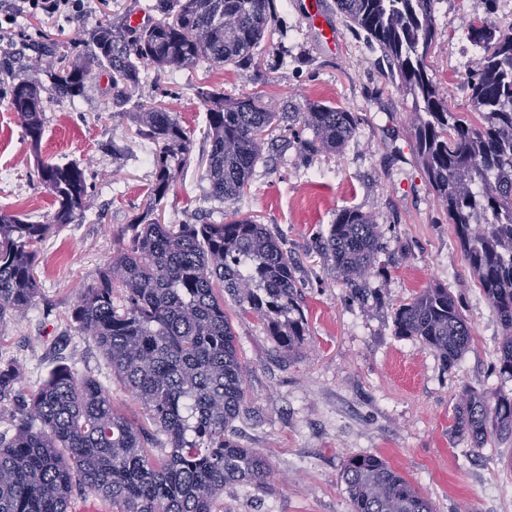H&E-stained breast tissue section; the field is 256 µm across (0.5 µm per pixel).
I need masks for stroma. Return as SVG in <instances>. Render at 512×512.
Returning a JSON list of instances; mask_svg holds the SVG:
<instances>
[{"label": "stroma", "instance_id": "stroma-1", "mask_svg": "<svg viewBox=\"0 0 512 512\" xmlns=\"http://www.w3.org/2000/svg\"><path fill=\"white\" fill-rule=\"evenodd\" d=\"M306 0H274L276 31L253 51L254 64L201 65L183 72L169 102L194 139L192 155L174 191L163 201L161 222L197 223L212 208L198 160L206 115L197 99L205 87L229 95L264 96L276 109L298 111L309 102L356 113L358 130L336 154L310 155L282 128L277 145L258 165L244 194L226 211L252 216L278 235L296 265L307 334L292 353L276 351L264 325L232 315L244 369L245 410L233 423L244 448L264 454L274 477L263 490L230 484L231 512H351L342 480L355 455H376L432 502L434 512H512V439L473 447L453 431L461 392L468 387L512 394V380L494 370L502 330L474 282L453 225L437 206L409 137L412 99L388 76L380 52L367 39L337 25L339 43L328 50L307 20ZM157 0H85L83 28L59 18H18L11 49L21 34L41 33L70 46L100 23L132 11L147 22L160 17ZM512 23V6L500 0H438L440 36L428 64L448 87L450 105L466 109L472 47L461 16ZM105 81L87 85L76 102L47 99L42 157L79 164L89 194L82 223L67 224L41 245L37 278L41 296L25 318L0 324V367L24 369L22 387L36 390L58 365L96 378L132 421L144 409L113 374L91 337L72 318L81 288L106 266L127 224L141 214L152 180L150 147L135 136L140 106L160 100L154 82L143 83L118 110L104 106ZM377 215L388 243L376 259L374 289L365 302L349 298L322 249L337 210ZM0 208L46 221L54 211L34 173L23 126L0 94ZM450 288L471 329V342L453 369L414 340L395 336L392 314L423 289Z\"/></svg>", "mask_w": 512, "mask_h": 512}]
</instances>
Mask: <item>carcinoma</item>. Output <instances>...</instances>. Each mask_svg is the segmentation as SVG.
Returning <instances> with one entry per match:
<instances>
[{"label":"carcinoma","mask_w":512,"mask_h":512,"mask_svg":"<svg viewBox=\"0 0 512 512\" xmlns=\"http://www.w3.org/2000/svg\"><path fill=\"white\" fill-rule=\"evenodd\" d=\"M436 2L336 0L343 22L378 47L391 80L412 98L418 164L501 325L494 370L512 379V25L474 16L459 23L477 57L468 109L456 112L448 89L428 74ZM156 8L161 18L149 26L132 27L127 18L98 25L72 58L58 42L40 39L0 59L37 178L55 202L47 222L0 209V323L23 318L36 302L40 245L54 227L82 222L88 196L79 166L40 156L45 106L40 86L25 74L31 62L56 60L51 92L59 99L73 101L89 81L106 77L107 105L122 108L146 68L166 83L201 63L238 65L276 24L273 0H158ZM197 94L206 112L207 199L222 204L243 194L265 159L276 112L257 96ZM356 129L354 113L317 102L288 126L312 154L341 151ZM135 134L153 145L145 210L81 291L72 318L154 429L129 421L96 379L69 366L27 396L16 388L20 367L1 369L0 402L12 394L22 406L13 435L0 433V512H67L76 487L111 500L117 512H223L224 486L261 488L272 476L260 452L231 437L246 393L226 302L263 320L278 350L294 351L306 323L292 259L266 225L237 212L204 224L161 222L155 211L173 190L193 138L177 113L158 106L140 107ZM385 248L377 220L350 208L337 211L323 239L343 286L359 300ZM393 326L395 335L438 353L448 369L471 341L458 299L440 286L400 304ZM454 430L475 448L511 438L512 396L464 390ZM342 479L352 512H433L430 500L377 456L349 458Z\"/></svg>","instance_id":"cac0c4a2"}]
</instances>
